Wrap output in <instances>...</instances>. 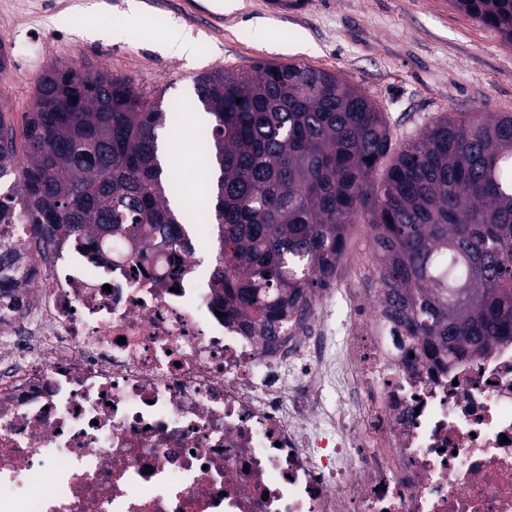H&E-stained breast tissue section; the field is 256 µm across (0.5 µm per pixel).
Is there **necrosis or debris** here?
<instances>
[{
	"label": "necrosis or debris",
	"instance_id": "4bbe7bcc",
	"mask_svg": "<svg viewBox=\"0 0 512 512\" xmlns=\"http://www.w3.org/2000/svg\"><path fill=\"white\" fill-rule=\"evenodd\" d=\"M107 253L0 293V512H512V344L439 373L346 293L271 341L198 260Z\"/></svg>",
	"mask_w": 512,
	"mask_h": 512
}]
</instances>
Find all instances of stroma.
<instances>
[{"label": "stroma", "instance_id": "stroma-1", "mask_svg": "<svg viewBox=\"0 0 512 512\" xmlns=\"http://www.w3.org/2000/svg\"><path fill=\"white\" fill-rule=\"evenodd\" d=\"M0 0L13 79L0 88L22 131L42 71L79 58L82 68L126 79L166 102L194 101L193 81L259 62L303 63L342 75L385 113L395 145L451 112H512V46L452 0H222L224 27L187 14L182 0ZM180 26L194 50L166 48ZM379 258L365 224L353 225L335 285L363 314L378 298Z\"/></svg>", "mask_w": 512, "mask_h": 512}]
</instances>
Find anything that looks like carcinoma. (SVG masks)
Here are the masks:
<instances>
[{
    "label": "carcinoma",
    "mask_w": 512,
    "mask_h": 512,
    "mask_svg": "<svg viewBox=\"0 0 512 512\" xmlns=\"http://www.w3.org/2000/svg\"><path fill=\"white\" fill-rule=\"evenodd\" d=\"M452 2L512 45V0ZM194 90L209 115L225 313L272 328L327 286L362 223L407 352L446 370L512 342L511 112L442 116L393 155L384 113L334 72L262 63L204 72ZM176 118V106L107 73L45 72L21 142L0 110V183L18 176L0 190V215L24 214V243L39 253L61 237L95 258L114 238L190 254V218L158 138Z\"/></svg>",
    "instance_id": "cac0c4a2"
}]
</instances>
